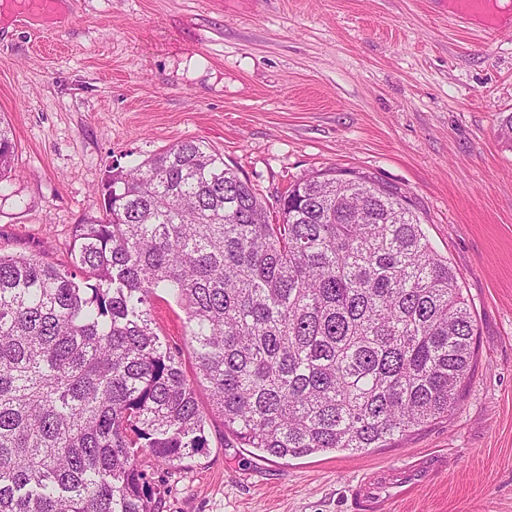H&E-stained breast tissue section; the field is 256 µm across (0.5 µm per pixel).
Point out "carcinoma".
I'll use <instances>...</instances> for the list:
<instances>
[{"label":"carcinoma","instance_id":"obj_1","mask_svg":"<svg viewBox=\"0 0 512 512\" xmlns=\"http://www.w3.org/2000/svg\"><path fill=\"white\" fill-rule=\"evenodd\" d=\"M14 152L0 120V184ZM99 193L67 262L0 254V512H160L141 453L181 464L213 415L285 459L384 448L456 409L471 303L390 187L319 171L272 222L186 140L110 167ZM159 290L186 311L192 380L152 327Z\"/></svg>","mask_w":512,"mask_h":512}]
</instances>
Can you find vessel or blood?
Listing matches in <instances>:
<instances>
[{"label": "vessel or blood", "instance_id": "b4317fda", "mask_svg": "<svg viewBox=\"0 0 512 512\" xmlns=\"http://www.w3.org/2000/svg\"><path fill=\"white\" fill-rule=\"evenodd\" d=\"M438 471L434 459L405 468L379 469L366 474L350 490L352 512H385L388 502L429 482Z\"/></svg>", "mask_w": 512, "mask_h": 512}]
</instances>
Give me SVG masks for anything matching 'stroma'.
<instances>
[{"instance_id": "stroma-1", "label": "stroma", "mask_w": 512, "mask_h": 512, "mask_svg": "<svg viewBox=\"0 0 512 512\" xmlns=\"http://www.w3.org/2000/svg\"><path fill=\"white\" fill-rule=\"evenodd\" d=\"M455 21L448 0H57L0 21L17 173L0 253L66 262L109 165L193 140L270 205L330 168L391 186L476 314V370L447 417L386 448L277 459L216 416L183 467L144 463L162 512H351L364 474L427 456L437 477L387 512H512V30ZM152 316L194 375L184 309L156 298Z\"/></svg>"}]
</instances>
